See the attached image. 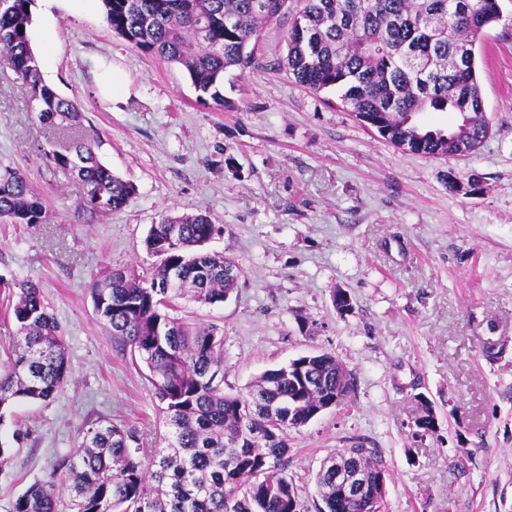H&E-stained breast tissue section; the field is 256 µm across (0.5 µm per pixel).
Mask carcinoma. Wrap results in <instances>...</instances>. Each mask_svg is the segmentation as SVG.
Wrapping results in <instances>:
<instances>
[{
    "label": "carcinoma",
    "mask_w": 512,
    "mask_h": 512,
    "mask_svg": "<svg viewBox=\"0 0 512 512\" xmlns=\"http://www.w3.org/2000/svg\"><path fill=\"white\" fill-rule=\"evenodd\" d=\"M34 0H0V58L39 105L47 125L76 126L84 114L41 80L29 30ZM102 0L112 32L131 48L182 66L199 99L229 109L224 74L257 62L261 28L290 10L288 0ZM299 0L288 29L286 64L314 91H341L361 122L397 148L433 157H465L489 134L475 46L500 19L499 0ZM424 112H448L446 128L419 123ZM50 166L75 175L82 206L120 212L135 186L102 164L85 142L44 152ZM43 197L18 170L0 175V219L42 224ZM219 232L207 213L164 216L145 239L158 262L147 275L115 271L94 288L96 313L112 336L150 371L169 432L158 448L110 422L89 428L60 475L29 485L10 512H304L288 479V433L311 421L325 401H345L349 370L330 353L305 355L261 373L245 394L224 393V336L215 324L170 315L185 296L225 302L244 277L222 253L201 250ZM16 326L0 370L3 410L21 400L51 401L70 366L58 325L40 286L19 284L11 308ZM433 406L417 400L414 426L431 429ZM253 433L246 438L243 431ZM344 468L362 475L360 501L336 496V467L316 474L319 512L381 508L383 460L361 443L336 450Z\"/></svg>",
    "instance_id": "cac0c4a2"
}]
</instances>
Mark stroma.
<instances>
[{
    "label": "stroma",
    "mask_w": 512,
    "mask_h": 512,
    "mask_svg": "<svg viewBox=\"0 0 512 512\" xmlns=\"http://www.w3.org/2000/svg\"><path fill=\"white\" fill-rule=\"evenodd\" d=\"M33 7L42 80L81 103L78 135L137 194L121 212L81 209L82 184L43 159L68 131L41 124L0 63V174L22 171L46 201L45 223L0 222V364L15 286L29 280L70 365L50 403L19 401L0 415V440L13 444L0 512L49 479L99 421L156 446L149 372L98 318L92 288L117 269L149 271L152 224L200 210L220 228L205 251L234 256L245 276L224 303L181 300L175 314L220 326L225 392L318 352L351 373L348 400L290 435L287 475L306 512L321 504L323 460L355 442L386 465L383 512H512V0L476 46L490 134L450 159L398 149L337 92L296 82L284 67L288 17L263 30L255 67L225 74L234 107L219 110L199 102L182 67L129 47L100 11L55 12L58 46L46 56L40 0ZM105 65L126 77L122 101L98 92ZM452 176L460 189H449ZM339 289L350 312L332 303ZM420 395L437 419L421 438Z\"/></svg>",
    "instance_id": "35a3bbf8"
}]
</instances>
